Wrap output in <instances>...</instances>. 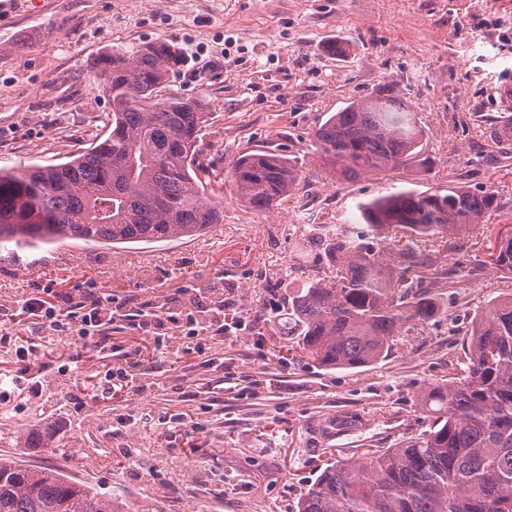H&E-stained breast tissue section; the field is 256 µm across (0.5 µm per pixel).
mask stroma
Returning <instances> with one entry per match:
<instances>
[{"instance_id":"35a3bbf8","label":"stroma","mask_w":512,"mask_h":512,"mask_svg":"<svg viewBox=\"0 0 512 512\" xmlns=\"http://www.w3.org/2000/svg\"><path fill=\"white\" fill-rule=\"evenodd\" d=\"M30 9L47 27L42 40L24 36L23 16L0 30V167L65 163L89 148L111 110L96 60L166 42L181 62L161 94L201 100L210 114L200 162L228 171L242 153L272 151L300 180L270 211L243 207L225 184L223 224L198 237L0 244V308L91 285L118 304L154 303L171 337L158 356L152 331L121 319L93 344L35 319L0 323L38 347L21 362L0 342V454L57 467L133 512H297L326 449L351 457L398 448L426 429L420 390L463 373L462 326L512 289L483 264L506 215L452 240L471 272L436 283L440 317L414 325L376 364L327 369L282 353L296 335L288 297L326 268L309 212L350 228L372 197L451 183L492 187L512 211V143L489 138L512 121L500 101L512 87V0H32ZM333 41L347 57L323 53ZM385 84L418 112L432 169L334 175L313 131ZM301 237L311 241L303 265L294 255ZM195 296L232 306L227 332L202 353L184 334ZM136 365L141 390L105 391ZM189 409L200 432L172 422ZM34 431L52 435L56 450L28 454ZM130 451L139 471L126 466Z\"/></svg>"}]
</instances>
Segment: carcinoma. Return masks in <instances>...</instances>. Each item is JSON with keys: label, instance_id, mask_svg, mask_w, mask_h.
I'll return each mask as SVG.
<instances>
[{"label": "carcinoma", "instance_id": "carcinoma-1", "mask_svg": "<svg viewBox=\"0 0 512 512\" xmlns=\"http://www.w3.org/2000/svg\"><path fill=\"white\" fill-rule=\"evenodd\" d=\"M179 64L158 42L100 58L95 79L112 104L107 134L75 159L21 172L0 168V241L87 244L175 241L224 223L196 163L209 113L198 100L156 89ZM420 120L383 86L351 101L313 133L322 160L345 178L406 168L421 158ZM231 177L235 199L266 211L299 179L280 154H243ZM504 208L485 186L399 191L359 205L366 232L321 224L332 277L312 278L289 301L296 345L313 363L353 369L383 360L407 324L442 314L431 285L448 269L431 255ZM481 265L512 275V234L496 236ZM466 369L420 391L428 429L402 448L327 460L298 512H512V293L491 299L467 330ZM0 512H126L122 497L46 465L0 455Z\"/></svg>", "mask_w": 512, "mask_h": 512}]
</instances>
